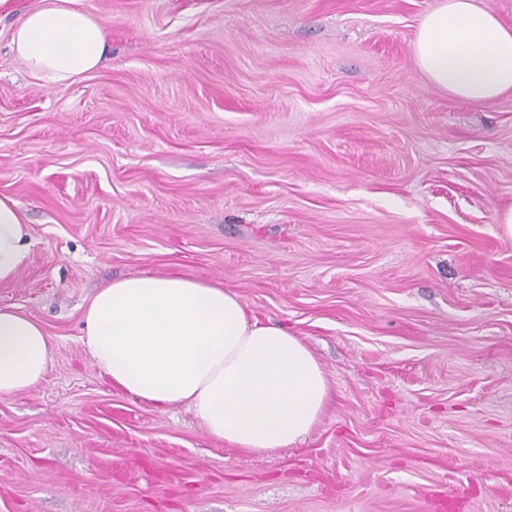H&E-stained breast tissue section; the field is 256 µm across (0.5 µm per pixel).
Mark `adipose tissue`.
Listing matches in <instances>:
<instances>
[{"instance_id": "ef3b65f1", "label": "adipose tissue", "mask_w": 512, "mask_h": 512, "mask_svg": "<svg viewBox=\"0 0 512 512\" xmlns=\"http://www.w3.org/2000/svg\"><path fill=\"white\" fill-rule=\"evenodd\" d=\"M11 48L44 83L68 84L105 59L108 33L78 0H39ZM414 49L427 79L458 98L512 90V26L477 0H441L421 19ZM30 251L18 203L0 196L1 283L17 278ZM81 341L114 386L155 407H186L211 438L255 454L302 443L329 399L320 364L284 325L259 318L236 291L180 273L98 288ZM50 352L39 321L0 307V398L43 381Z\"/></svg>"}]
</instances>
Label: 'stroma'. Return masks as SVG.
<instances>
[{
	"mask_svg": "<svg viewBox=\"0 0 512 512\" xmlns=\"http://www.w3.org/2000/svg\"><path fill=\"white\" fill-rule=\"evenodd\" d=\"M440 0H79L108 57L51 86L0 7V195L31 228L0 306L52 338L0 398V512H512V91L414 53ZM179 272L323 366L302 444L256 456L112 386L95 290Z\"/></svg>",
	"mask_w": 512,
	"mask_h": 512,
	"instance_id": "35a3bbf8",
	"label": "stroma"
}]
</instances>
